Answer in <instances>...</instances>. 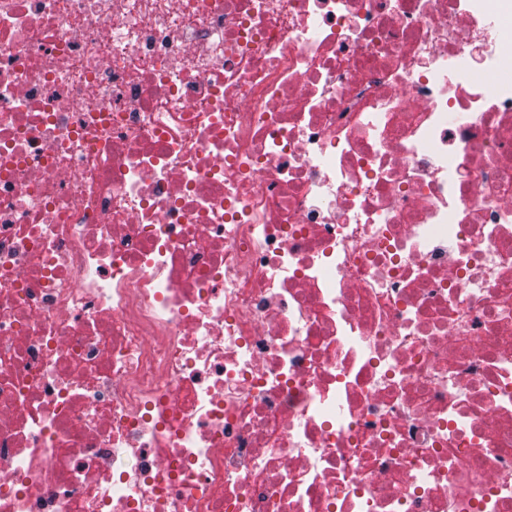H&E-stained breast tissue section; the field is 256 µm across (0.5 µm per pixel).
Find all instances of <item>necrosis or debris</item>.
Returning <instances> with one entry per match:
<instances>
[{
  "mask_svg": "<svg viewBox=\"0 0 512 512\" xmlns=\"http://www.w3.org/2000/svg\"><path fill=\"white\" fill-rule=\"evenodd\" d=\"M0 512H512V0H0Z\"/></svg>",
  "mask_w": 512,
  "mask_h": 512,
  "instance_id": "4bbe7bcc",
  "label": "necrosis or debris"
}]
</instances>
